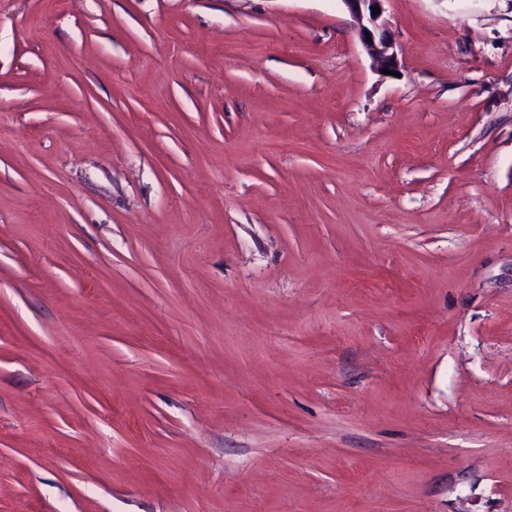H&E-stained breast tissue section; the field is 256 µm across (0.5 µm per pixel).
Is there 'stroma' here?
Segmentation results:
<instances>
[{"mask_svg":"<svg viewBox=\"0 0 512 512\" xmlns=\"http://www.w3.org/2000/svg\"><path fill=\"white\" fill-rule=\"evenodd\" d=\"M0 0V512H512V0ZM342 2L356 22L357 38L373 58L376 67L379 70L388 69L397 72L399 67L397 44L383 19L386 0H342ZM373 6H378L381 13L373 16ZM365 31H368V34H365ZM367 37H370L371 41H367Z\"/></svg>","mask_w":512,"mask_h":512,"instance_id":"obj_1","label":"stroma"}]
</instances>
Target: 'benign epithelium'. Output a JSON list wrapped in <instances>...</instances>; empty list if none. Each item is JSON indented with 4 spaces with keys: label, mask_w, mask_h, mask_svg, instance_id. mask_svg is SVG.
<instances>
[{
    "label": "benign epithelium",
    "mask_w": 512,
    "mask_h": 512,
    "mask_svg": "<svg viewBox=\"0 0 512 512\" xmlns=\"http://www.w3.org/2000/svg\"><path fill=\"white\" fill-rule=\"evenodd\" d=\"M356 22L355 34L380 70L398 71L397 44L387 28L383 14L373 15L372 8H384L386 0H341Z\"/></svg>",
    "instance_id": "1"
}]
</instances>
